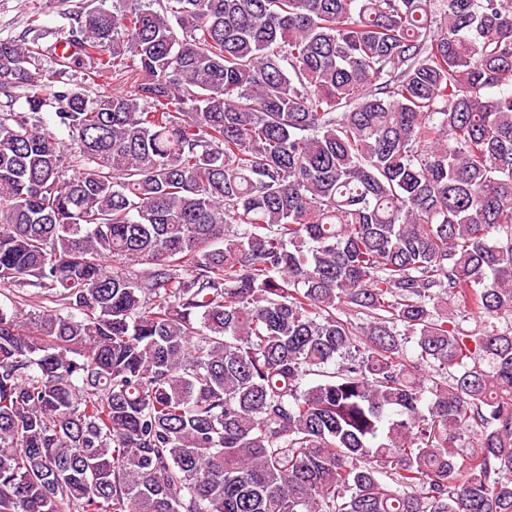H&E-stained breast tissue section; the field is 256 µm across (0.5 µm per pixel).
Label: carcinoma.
Masks as SVG:
<instances>
[{"label": "carcinoma", "instance_id": "1", "mask_svg": "<svg viewBox=\"0 0 512 512\" xmlns=\"http://www.w3.org/2000/svg\"><path fill=\"white\" fill-rule=\"evenodd\" d=\"M63 16L0 40V512H512V0Z\"/></svg>", "mask_w": 512, "mask_h": 512}]
</instances>
